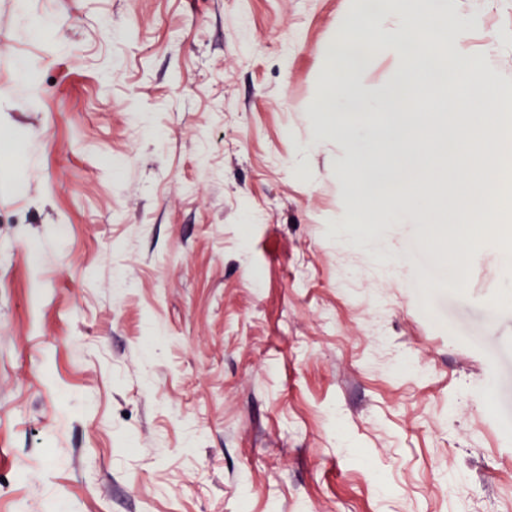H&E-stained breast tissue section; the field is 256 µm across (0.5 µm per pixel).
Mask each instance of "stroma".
I'll use <instances>...</instances> for the list:
<instances>
[{
	"label": "stroma",
	"instance_id": "1",
	"mask_svg": "<svg viewBox=\"0 0 512 512\" xmlns=\"http://www.w3.org/2000/svg\"><path fill=\"white\" fill-rule=\"evenodd\" d=\"M15 2L0 512H512V239L350 223L315 135L361 0ZM445 6L512 101V0Z\"/></svg>",
	"mask_w": 512,
	"mask_h": 512
}]
</instances>
